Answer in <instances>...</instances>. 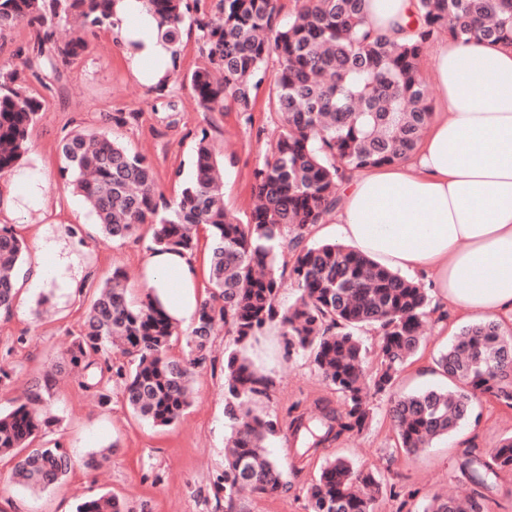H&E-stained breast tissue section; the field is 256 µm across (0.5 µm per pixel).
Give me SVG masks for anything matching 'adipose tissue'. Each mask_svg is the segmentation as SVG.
I'll list each match as a JSON object with an SVG mask.
<instances>
[{"label": "adipose tissue", "instance_id": "ef3b65f1", "mask_svg": "<svg viewBox=\"0 0 512 512\" xmlns=\"http://www.w3.org/2000/svg\"><path fill=\"white\" fill-rule=\"evenodd\" d=\"M115 33L133 75L155 84L172 46L146 0H118ZM438 100L428 132L403 161L355 172L339 186L336 233L381 266L423 271L468 321L512 315V45L435 44ZM39 156L0 178V219L39 208ZM146 283L179 323L199 307L189 255L153 251Z\"/></svg>", "mask_w": 512, "mask_h": 512}]
</instances>
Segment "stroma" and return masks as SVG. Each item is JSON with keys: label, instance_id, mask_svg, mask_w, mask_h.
<instances>
[{"label": "stroma", "instance_id": "obj_1", "mask_svg": "<svg viewBox=\"0 0 512 512\" xmlns=\"http://www.w3.org/2000/svg\"><path fill=\"white\" fill-rule=\"evenodd\" d=\"M179 72L165 90L137 80L121 43L109 29L97 31L77 59L39 65L29 90L43 101L30 134V149L44 165L47 179L41 217L10 224L27 245L25 264L43 260L62 268L42 287L29 288L18 279L9 312L0 314V366L12 370L9 385L0 387V410L10 411L32 383L54 372L65 350L81 329V317L94 289L114 268H121L132 299L144 296L143 267L150 253L152 228L142 225L136 236L111 242L100 238L82 198L59 175L58 144L76 129L103 131L133 151L147 156L166 197H174L192 173V159L201 130L223 152L226 173L224 203L238 220H246L253 195V172L271 155L279 117L259 89L251 111L205 112L192 96L189 75L199 61V42L192 19L181 30ZM123 112L128 120L109 124L105 113ZM432 311L423 327V344L399 374L393 392L407 393L444 385L434 363L464 325L455 309L433 296ZM257 349L266 351L270 368L268 390L254 403L258 413L286 417L292 405L309 408L313 399L329 395L307 355L289 352L283 338L260 335ZM234 347L226 328H217L208 345L206 363L196 368L189 406L168 427L138 420L127 408L120 385H113L109 404H99L91 392L71 377L60 378L51 409L58 423L47 441L67 448L72 465L55 485L33 493L13 478L14 460L0 455V512H76L79 504L102 493L123 499L129 512H224L212 485L224 472V446L230 433L224 416V360ZM388 396L373 399V419L361 432L343 437L313 458L302 472L290 470L293 450L287 435L272 437L271 453L283 468L285 486L272 497L242 492L238 512H307L306 488L326 459L343 455L355 465L377 469L394 484L397 498H384L378 512H421L433 495L460 489L457 461L463 452H486L512 436V410L482 397L479 423H467L416 456L395 447L396 431L387 413ZM109 455L95 469L85 459L101 449Z\"/></svg>", "mask_w": 512, "mask_h": 512}]
</instances>
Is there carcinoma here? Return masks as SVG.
<instances>
[{"label": "carcinoma", "instance_id": "obj_1", "mask_svg": "<svg viewBox=\"0 0 512 512\" xmlns=\"http://www.w3.org/2000/svg\"><path fill=\"white\" fill-rule=\"evenodd\" d=\"M116 0H0V35L24 23L37 41L36 58H77L88 36L115 25ZM169 43L180 40L184 13H195L202 61L190 74L193 98L205 112L252 109L269 81L268 104L280 116L271 158L254 172L256 203L246 223L224 207V158L209 132L201 130L193 174L168 199L158 190L152 163L102 131L75 130L59 144L60 176L84 200L104 239L120 241L152 226L155 250L194 254L196 229L211 230L209 296L186 338L182 358L168 355L176 326L150 295L127 298L124 274L116 270L94 291L79 335L57 366L86 372L85 389L101 404L110 401L112 381H122L131 412L154 426L174 424L191 400L193 370L207 360L213 331L226 327L235 348L224 370V416L230 425L224 474L214 496L225 512H236L239 490L248 486L274 496L284 487L279 462L266 450L284 432L295 443L302 466L344 434L370 422L369 391L383 393L417 353L431 298L419 283L380 266L353 247L312 242L311 229L325 223L340 204L339 181L366 167L399 162L415 150L432 106L417 61L433 37L448 33L464 42L512 44V0H415L411 20L392 33L367 23V0H304L295 16L278 21L276 0H146ZM74 15L80 26L62 42L58 21ZM279 68L266 78V63ZM23 67L0 70V175L13 171L29 150V132L43 102L28 90ZM26 245L11 228L0 227V308H10ZM291 259H286V255ZM298 291L286 311L276 306L285 284ZM279 320L288 351L308 355L337 400H314L311 413L288 409L280 421L244 408L267 394L243 350L270 322ZM378 333L370 350L361 332ZM129 366L109 360L112 348ZM451 380L391 399L389 413L408 455L432 447L460 424L474 419L476 400L488 395L512 409V332L495 320L463 327L436 359ZM51 375L33 385L27 400L0 413V453H18L16 483L36 493L71 467L59 444L33 446L56 422L43 397ZM458 469L476 487L469 512L501 476L512 474V437L485 454L465 452ZM397 496L370 468L347 458L326 461L306 488L308 512H373L378 498ZM77 512H126L122 500L103 494ZM422 512H458L449 497L432 496Z\"/></svg>", "mask_w": 512, "mask_h": 512}]
</instances>
